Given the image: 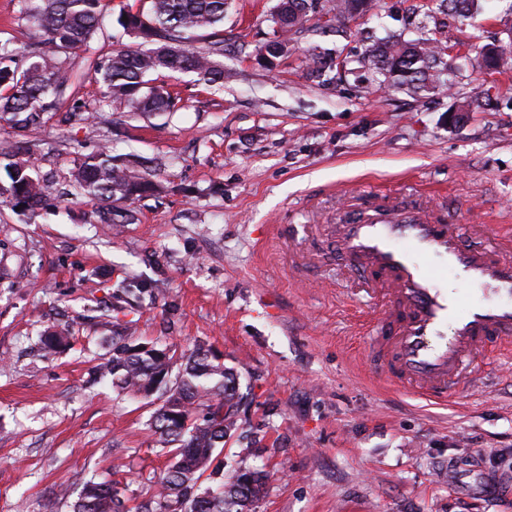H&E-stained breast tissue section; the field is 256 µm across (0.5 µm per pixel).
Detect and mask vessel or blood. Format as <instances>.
Segmentation results:
<instances>
[{"label":"vessel or blood","mask_w":512,"mask_h":512,"mask_svg":"<svg viewBox=\"0 0 512 512\" xmlns=\"http://www.w3.org/2000/svg\"><path fill=\"white\" fill-rule=\"evenodd\" d=\"M326 231L378 315L373 376L443 400L485 379L490 351L512 357V233L475 242L423 200L388 196L356 204Z\"/></svg>","instance_id":"vessel-or-blood-1"}]
</instances>
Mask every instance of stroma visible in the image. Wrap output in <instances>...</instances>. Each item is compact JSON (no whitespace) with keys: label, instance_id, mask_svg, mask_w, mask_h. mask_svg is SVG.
I'll use <instances>...</instances> for the list:
<instances>
[{"label":"stroma","instance_id":"stroma-1","mask_svg":"<svg viewBox=\"0 0 512 512\" xmlns=\"http://www.w3.org/2000/svg\"><path fill=\"white\" fill-rule=\"evenodd\" d=\"M277 0H231L224 87L192 73L152 74L177 106L113 104L66 121L93 89V62L135 45L117 22L141 0H104V25L70 51L71 87L25 139L47 201L38 216L0 205V512H71L92 474L135 506L171 457L151 430L155 398L91 384L113 337L183 352L200 346L239 374L240 427L224 460L269 472L254 512H512V368L447 404L382 387L365 365L364 295L300 250L343 205L367 196H429L469 224L512 225V71L487 74L482 49L512 52V0L441 13L440 0H376L336 24L311 17L268 67ZM25 0H0V42L38 40ZM468 59L445 83L413 94L372 77L368 52L390 34L413 41L437 23ZM346 56L312 76L313 55ZM468 103L460 120L450 111ZM111 147L144 162L159 190L125 202L134 219L106 224L101 202L73 194L72 172ZM138 281L151 293L119 296ZM72 344L44 354L45 331Z\"/></svg>","mask_w":512,"mask_h":512}]
</instances>
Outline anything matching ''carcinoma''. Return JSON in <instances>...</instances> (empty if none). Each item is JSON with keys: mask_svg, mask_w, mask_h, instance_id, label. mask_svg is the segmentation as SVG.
<instances>
[{"mask_svg": "<svg viewBox=\"0 0 512 512\" xmlns=\"http://www.w3.org/2000/svg\"><path fill=\"white\" fill-rule=\"evenodd\" d=\"M147 11L124 12L119 21L138 43L112 52L94 64L97 74L91 104L96 110L126 103L133 112H167L173 97L150 85L148 76L161 70L191 72L209 87L224 85V39L203 47L192 45L193 34L224 23L229 0H147ZM101 0H28L27 13L41 40L22 47L0 43V118L17 132L38 128L45 115L57 110L70 87L67 59L61 50L89 46L102 25ZM367 0H279L275 16L282 35L264 46L268 65L288 54V32H302L309 14H331L340 22L365 12ZM448 36L434 30L415 42L392 41L371 51V62L381 83L423 89L439 82L446 65L443 48ZM483 66L495 73L512 70V56L487 52ZM0 155L16 157L10 164V201L35 214L45 197V187L32 175L30 159L15 141ZM73 183L86 198L108 205L105 219L112 221L116 204L157 192L151 179L112 163V156L86 157L73 174ZM179 372L174 382L169 373ZM99 378L126 393L149 394L165 386L166 396L152 415L157 442L172 463L156 488L144 497L136 512H251L263 496L268 475L254 477L247 490L242 480L250 475L237 469L224 473L220 449L224 438L237 429L243 400L237 376L202 347L178 355H156L140 344L119 336L112 340V354L98 367ZM73 512H130L114 483L98 475L86 479Z\"/></svg>", "mask_w": 512, "mask_h": 512, "instance_id": "obj_1", "label": "carcinoma"}]
</instances>
